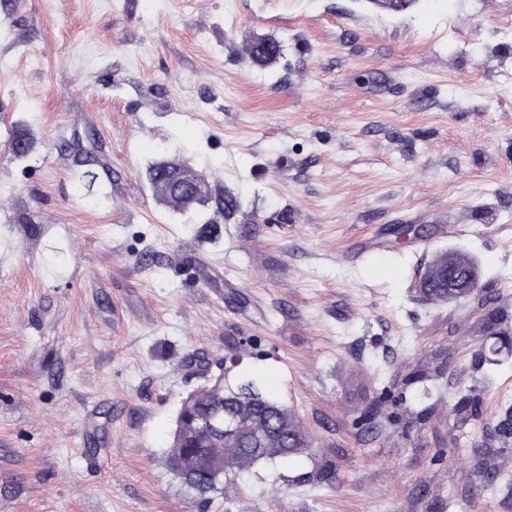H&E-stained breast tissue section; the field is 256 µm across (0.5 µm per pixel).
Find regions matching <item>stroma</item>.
<instances>
[{
  "label": "stroma",
  "instance_id": "obj_1",
  "mask_svg": "<svg viewBox=\"0 0 512 512\" xmlns=\"http://www.w3.org/2000/svg\"><path fill=\"white\" fill-rule=\"evenodd\" d=\"M161 159L213 202L173 211ZM454 249L478 291L423 301ZM493 309L512 330V0H0V512H512L481 488L512 480ZM196 352L261 376L312 454L190 491Z\"/></svg>",
  "mask_w": 512,
  "mask_h": 512
}]
</instances>
